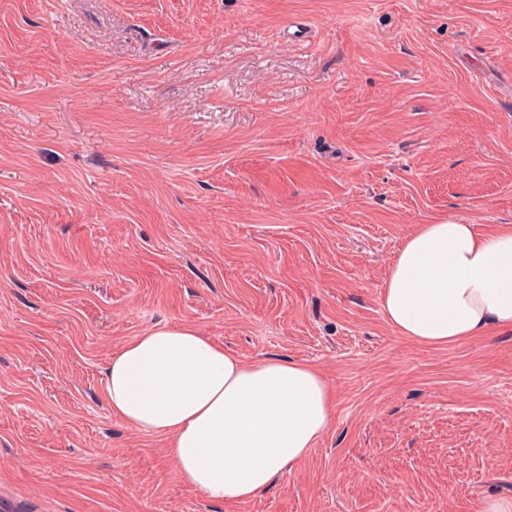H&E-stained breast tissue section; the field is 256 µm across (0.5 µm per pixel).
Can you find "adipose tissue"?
Returning a JSON list of instances; mask_svg holds the SVG:
<instances>
[{"instance_id":"adipose-tissue-1","label":"adipose tissue","mask_w":512,"mask_h":512,"mask_svg":"<svg viewBox=\"0 0 512 512\" xmlns=\"http://www.w3.org/2000/svg\"><path fill=\"white\" fill-rule=\"evenodd\" d=\"M381 308L421 345L512 329V225H420L390 266ZM104 390L127 428L166 436L188 489L227 506L263 493L333 423L334 392L316 367L278 357L245 364L188 323L127 341L104 368Z\"/></svg>"}]
</instances>
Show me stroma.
<instances>
[{
  "instance_id": "stroma-1",
  "label": "stroma",
  "mask_w": 512,
  "mask_h": 512,
  "mask_svg": "<svg viewBox=\"0 0 512 512\" xmlns=\"http://www.w3.org/2000/svg\"><path fill=\"white\" fill-rule=\"evenodd\" d=\"M512 225V0H0V512H480L512 499V330L387 324L419 225ZM190 323L318 367L331 430L257 498L114 418Z\"/></svg>"
}]
</instances>
